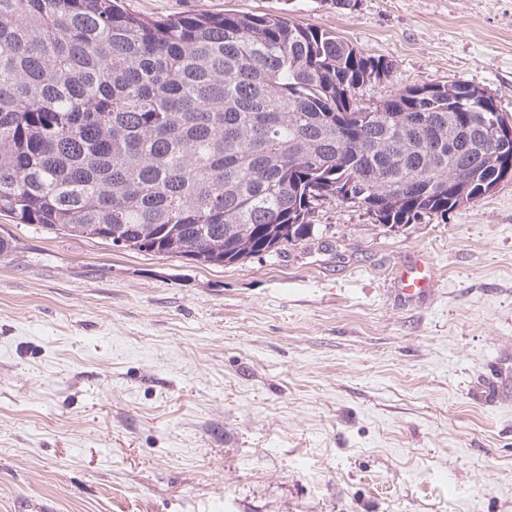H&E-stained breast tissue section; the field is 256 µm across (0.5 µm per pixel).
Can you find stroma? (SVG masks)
<instances>
[{
	"instance_id": "stroma-1",
	"label": "stroma",
	"mask_w": 512,
	"mask_h": 512,
	"mask_svg": "<svg viewBox=\"0 0 512 512\" xmlns=\"http://www.w3.org/2000/svg\"><path fill=\"white\" fill-rule=\"evenodd\" d=\"M277 14L512 118V0H124ZM318 233L223 266L0 214V512H512V178L390 229L329 198ZM423 259L437 285L401 301Z\"/></svg>"
}]
</instances>
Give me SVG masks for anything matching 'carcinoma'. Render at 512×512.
Instances as JSON below:
<instances>
[{"label": "carcinoma", "instance_id": "carcinoma-1", "mask_svg": "<svg viewBox=\"0 0 512 512\" xmlns=\"http://www.w3.org/2000/svg\"><path fill=\"white\" fill-rule=\"evenodd\" d=\"M0 0V212L147 254L234 263L302 245L348 182L391 228L499 184L505 117L464 82L364 113L390 66L277 14L148 17Z\"/></svg>", "mask_w": 512, "mask_h": 512}]
</instances>
